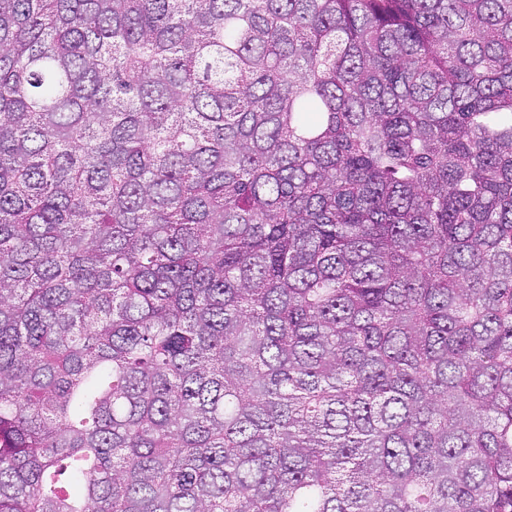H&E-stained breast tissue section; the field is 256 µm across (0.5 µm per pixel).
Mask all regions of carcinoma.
<instances>
[{
	"instance_id": "carcinoma-1",
	"label": "carcinoma",
	"mask_w": 512,
	"mask_h": 512,
	"mask_svg": "<svg viewBox=\"0 0 512 512\" xmlns=\"http://www.w3.org/2000/svg\"><path fill=\"white\" fill-rule=\"evenodd\" d=\"M0 512H512V0H0Z\"/></svg>"
}]
</instances>
